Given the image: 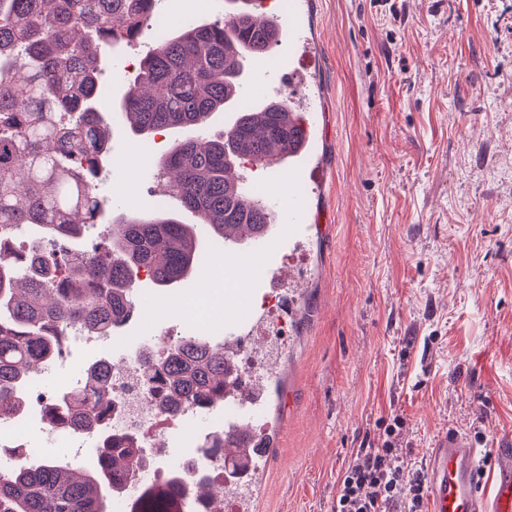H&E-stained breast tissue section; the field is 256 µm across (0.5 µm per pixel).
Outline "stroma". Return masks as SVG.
<instances>
[{
	"instance_id": "35a3bbf8",
	"label": "stroma",
	"mask_w": 512,
	"mask_h": 512,
	"mask_svg": "<svg viewBox=\"0 0 512 512\" xmlns=\"http://www.w3.org/2000/svg\"><path fill=\"white\" fill-rule=\"evenodd\" d=\"M305 56L296 103L322 100L303 192L309 237L293 252L304 281L281 278L292 297L280 359L281 392L268 420V451L255 512H331L352 452L379 442L380 424L404 414L399 443L425 464L437 436L455 428L494 448L512 437V0H299ZM170 27L223 18L215 0H158ZM147 40L124 46L99 75L109 101L127 89ZM190 130L134 140L114 121L108 175L98 193L106 219L133 210L182 212L155 159ZM196 278L167 290L141 278L155 302L110 347L73 343L35 379L60 390L100 356L129 358L153 337L195 334ZM31 459L86 463L95 440L46 434L21 415ZM199 428L170 433L148 477L191 457Z\"/></svg>"
}]
</instances>
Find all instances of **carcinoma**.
I'll list each match as a JSON object with an SVG mask.
<instances>
[{
	"label": "carcinoma",
	"mask_w": 512,
	"mask_h": 512,
	"mask_svg": "<svg viewBox=\"0 0 512 512\" xmlns=\"http://www.w3.org/2000/svg\"><path fill=\"white\" fill-rule=\"evenodd\" d=\"M223 19L195 21L169 32L148 50L133 85L120 101V117L135 137L193 129L159 159L168 192L212 235L247 225L258 233L275 217L232 180L247 159L264 165L275 151L288 157L293 107L288 97L239 111L217 137L214 113L237 101L246 63L258 62L284 35L271 16L254 22L251 0H228ZM157 0H0V241L26 230L31 249L0 247V425L31 405L32 373L61 351L73 326L87 336H110L134 309L141 272L171 288L205 272L193 227L166 214H124L106 225L111 246L70 263L65 279L52 270L88 224H97V190L111 134L112 107L98 75L114 51L137 40ZM133 361L147 394L160 403L210 408L234 388L235 355L198 336H179L162 356L153 345ZM112 362L99 358L71 389L52 390L39 408L42 420L95 437V461L73 466L47 456L10 457L0 467V512H107L116 470L145 466L146 454L129 432H107L112 412ZM224 430L209 434L198 455L226 448ZM189 484L178 468L146 487L130 512H179L175 497Z\"/></svg>",
	"instance_id": "obj_1"
}]
</instances>
